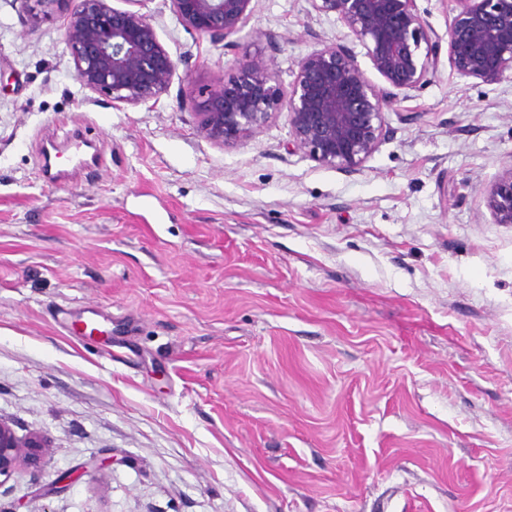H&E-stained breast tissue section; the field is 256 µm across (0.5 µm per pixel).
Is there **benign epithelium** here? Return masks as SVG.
<instances>
[{
    "instance_id": "1",
    "label": "benign epithelium",
    "mask_w": 512,
    "mask_h": 512,
    "mask_svg": "<svg viewBox=\"0 0 512 512\" xmlns=\"http://www.w3.org/2000/svg\"><path fill=\"white\" fill-rule=\"evenodd\" d=\"M70 4L64 42L82 88L112 99V105L157 103L168 91L179 61L157 36L143 0H38L51 8ZM179 23L224 42L247 17L252 0H169ZM318 13L336 15L366 50L387 88L376 87L355 52L341 44L322 45L297 65L284 83L263 59L235 60L237 76L207 94L199 129L209 141L234 146L262 130L271 116L288 112L292 147L323 165L354 172L385 139L383 104L399 93L419 91L430 81L442 38L433 34L417 0H310ZM460 11L448 26V58L462 77L497 82L512 72V0H457ZM488 206L499 224H512V167L493 185ZM46 440L17 437L0 421V477L19 466L39 477Z\"/></svg>"
}]
</instances>
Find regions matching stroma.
Listing matches in <instances>:
<instances>
[{"label": "stroma", "instance_id": "stroma-1", "mask_svg": "<svg viewBox=\"0 0 512 512\" xmlns=\"http://www.w3.org/2000/svg\"><path fill=\"white\" fill-rule=\"evenodd\" d=\"M250 7L227 50L144 0L180 64L117 108L65 8L0 0V420L49 445L0 512H512V224L486 201L512 75L440 54L354 173L288 149L284 112L223 147L197 110L235 56L289 82L337 41L383 83L309 0Z\"/></svg>", "mask_w": 512, "mask_h": 512}]
</instances>
